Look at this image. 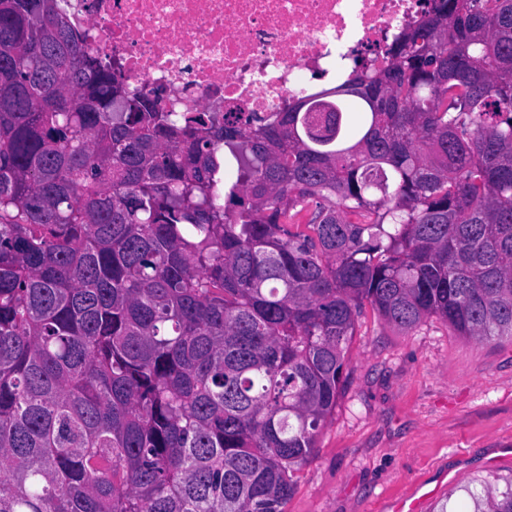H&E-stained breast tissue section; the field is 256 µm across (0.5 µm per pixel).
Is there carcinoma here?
<instances>
[{
    "label": "carcinoma",
    "instance_id": "carcinoma-1",
    "mask_svg": "<svg viewBox=\"0 0 512 512\" xmlns=\"http://www.w3.org/2000/svg\"><path fill=\"white\" fill-rule=\"evenodd\" d=\"M327 94L166 112L0 0V512H286L364 305L512 337V0Z\"/></svg>",
    "mask_w": 512,
    "mask_h": 512
}]
</instances>
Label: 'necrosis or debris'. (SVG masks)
<instances>
[{"instance_id": "4bbe7bcc", "label": "necrosis or debris", "mask_w": 512, "mask_h": 512, "mask_svg": "<svg viewBox=\"0 0 512 512\" xmlns=\"http://www.w3.org/2000/svg\"><path fill=\"white\" fill-rule=\"evenodd\" d=\"M75 26L173 112H282L343 78L428 0H76Z\"/></svg>"}]
</instances>
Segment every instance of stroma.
Wrapping results in <instances>:
<instances>
[{
	"instance_id": "stroma-1",
	"label": "stroma",
	"mask_w": 512,
	"mask_h": 512,
	"mask_svg": "<svg viewBox=\"0 0 512 512\" xmlns=\"http://www.w3.org/2000/svg\"><path fill=\"white\" fill-rule=\"evenodd\" d=\"M346 381L286 512H471L481 481L512 477V338L406 332L364 307Z\"/></svg>"
}]
</instances>
